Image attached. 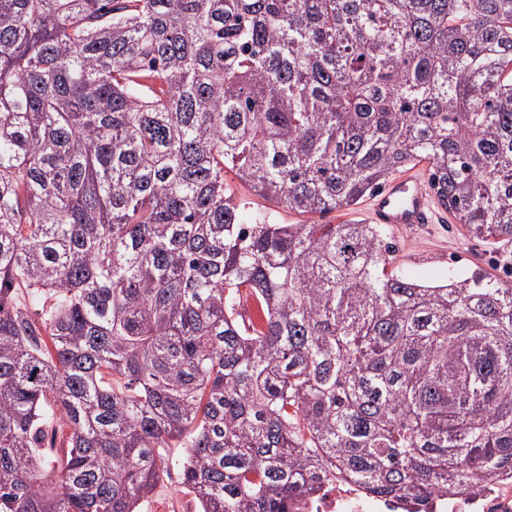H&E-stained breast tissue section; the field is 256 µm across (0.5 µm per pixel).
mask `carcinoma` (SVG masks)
I'll use <instances>...</instances> for the list:
<instances>
[{"mask_svg": "<svg viewBox=\"0 0 512 512\" xmlns=\"http://www.w3.org/2000/svg\"><path fill=\"white\" fill-rule=\"evenodd\" d=\"M423 162L511 263L512 0H0V512L512 471V281L224 179L323 216ZM141 512H199L194 495L182 484L178 472L165 477L153 495L146 499Z\"/></svg>", "mask_w": 512, "mask_h": 512, "instance_id": "cac0c4a2", "label": "carcinoma"}]
</instances>
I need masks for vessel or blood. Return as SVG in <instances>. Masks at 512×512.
<instances>
[{
    "instance_id": "b4317fda",
    "label": "vessel or blood",
    "mask_w": 512,
    "mask_h": 512,
    "mask_svg": "<svg viewBox=\"0 0 512 512\" xmlns=\"http://www.w3.org/2000/svg\"><path fill=\"white\" fill-rule=\"evenodd\" d=\"M374 223L429 224L433 221L432 199L418 180L397 177L372 201Z\"/></svg>"
}]
</instances>
